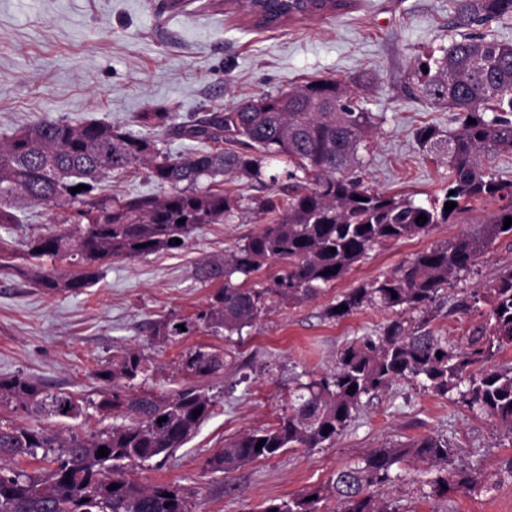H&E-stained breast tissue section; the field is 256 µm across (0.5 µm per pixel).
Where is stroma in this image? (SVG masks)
Masks as SVG:
<instances>
[{
  "mask_svg": "<svg viewBox=\"0 0 512 512\" xmlns=\"http://www.w3.org/2000/svg\"><path fill=\"white\" fill-rule=\"evenodd\" d=\"M454 16L455 0H348L339 10L259 28L233 0H0V139L40 119L97 120L152 134L186 156L200 143L151 128L143 113L169 112L186 122L313 79L351 82L364 74L371 84L360 97L379 125L359 176L375 190L423 202L447 185L448 168L419 147L415 130L425 123L448 129L452 113L421 96L415 60L456 36ZM224 187L241 198L234 223L202 225L180 251L108 261L93 287L52 295L0 270V377L21 375L85 397L99 386L97 371L139 348L154 364L145 387L159 395L187 383V350L224 349L230 358L223 373L205 382L217 399L214 414L167 459L136 467L141 482L181 485L202 512H261L327 484L376 448L433 434L448 438L459 466L478 468L496 485L481 495L433 497L422 483L424 465L406 462L388 490L400 512H512V478L498 475L512 457V434L457 395H435L412 378L364 400L336 443L290 449L229 473L208 469L207 460L243 431L278 422L296 376L332 370L348 342L396 317L365 306L334 320L325 315L330 304L421 252L454 244L495 208L486 202L428 235L375 247L316 299L273 307L241 339L201 333L179 344L152 343V321L187 317L206 304L210 290L196 280L197 264L267 222L259 200L288 194L284 180L268 190L229 178ZM17 208L20 223L1 224L0 241L21 251L51 230L53 212L22 201ZM511 271L512 239L497 240L439 292L430 331L449 345L464 344L489 308L478 302L459 311L456 302Z\"/></svg>",
  "mask_w": 512,
  "mask_h": 512,
  "instance_id": "35a3bbf8",
  "label": "stroma"
}]
</instances>
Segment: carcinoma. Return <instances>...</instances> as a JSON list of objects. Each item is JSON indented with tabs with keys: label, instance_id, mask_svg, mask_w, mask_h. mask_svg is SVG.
<instances>
[{
	"label": "carcinoma",
	"instance_id": "carcinoma-1",
	"mask_svg": "<svg viewBox=\"0 0 512 512\" xmlns=\"http://www.w3.org/2000/svg\"><path fill=\"white\" fill-rule=\"evenodd\" d=\"M239 2L264 17L261 27L347 4ZM506 16H512V0H457L454 25L463 34L441 55L417 58L421 94L455 112V127L448 132L433 124L415 132L421 148L445 149L448 166V184L427 202L387 195L354 176L369 153L378 116L334 77L266 93L191 124L177 123L166 112L145 114L144 119L170 135L208 145L187 157L171 155L149 135L110 123L38 121L0 140V224L19 223L12 212L16 197L60 210V226L29 241L31 262L22 272L50 292L69 293L92 287L107 260L182 250L202 225L230 223L241 210V197L223 189L222 177H247L265 187L278 180L267 175L270 163L278 161L286 164L283 175L292 180L286 205L270 198L259 202L261 211L274 218L224 255L203 260L196 278L217 288L194 315L155 321L152 340L167 345L197 333L240 337L274 302L298 305L317 298L375 246L425 236L439 224L453 223L477 202L496 203L497 212L475 231L351 289L325 315L344 317L367 305L427 311L453 276L469 270L494 241L512 236V226L504 228L505 218H512V179L486 164L491 157L512 154V44L483 32ZM470 118L476 123H469ZM139 167L170 191L128 199L101 194L104 180ZM80 184L85 188L71 193ZM448 201L456 203L451 211L444 210ZM421 214L427 216L423 224L416 221ZM177 238L181 243H175ZM273 265L279 269L269 281L256 280L259 271ZM328 269L331 273L324 274ZM477 300L490 311L463 347L448 345L424 323L402 316L352 340L340 351L334 370L296 379L288 412L277 424L229 442L208 460L210 471L230 472L290 448L332 444L363 398L406 377L419 379L438 396L458 393L469 409L512 433V366L488 365L512 347V271L490 283ZM184 370L196 379L218 375L224 370V352L190 351ZM151 371L149 358L130 349L96 373L101 385L88 398L50 391L23 376L0 378V409L72 420L91 409L103 420L112 419L89 436L0 419V512H199L181 486L144 485L128 474L135 465L167 458L215 411V396L197 386L169 395L137 390ZM195 410L201 411L197 417ZM162 417L166 421L158 422ZM261 439L265 443L258 450ZM102 447L108 451L105 457L98 455ZM50 454L56 467L45 477L14 466L20 458ZM454 455L448 440L436 435L376 448L336 472L327 485L270 502L259 512H399L386 489L398 479V465L408 461L426 465V485L433 496L484 488L485 475L456 467ZM112 484L117 488L109 489ZM332 500L333 509L327 507Z\"/></svg>",
	"mask_w": 512,
	"mask_h": 512
}]
</instances>
